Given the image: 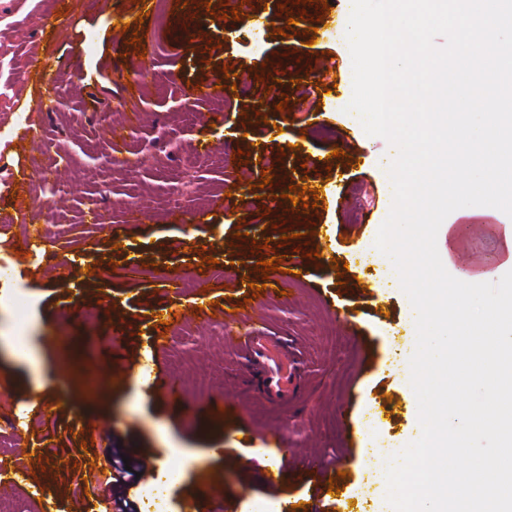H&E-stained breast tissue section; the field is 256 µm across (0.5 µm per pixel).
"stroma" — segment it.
Wrapping results in <instances>:
<instances>
[{
    "instance_id": "1",
    "label": "stroma",
    "mask_w": 512,
    "mask_h": 512,
    "mask_svg": "<svg viewBox=\"0 0 512 512\" xmlns=\"http://www.w3.org/2000/svg\"><path fill=\"white\" fill-rule=\"evenodd\" d=\"M165 3L160 23L143 0H0V104L31 111L53 139L60 170L46 196L69 227L46 242L57 266L17 254L25 224L42 221L40 204L20 186L0 184V257L16 272L0 279V297L20 286L32 299L29 342L42 360L35 378L0 348V406L17 418L0 491L20 512H96L100 494L141 501L145 482L177 467L161 512H252L259 502L282 512L288 500L301 512H380L378 488L363 498L357 489L370 480L373 443L419 436L415 393L393 360L416 330L407 296L384 282L372 252L392 203L384 167L393 151L340 106L353 76L341 41L351 0H334L330 14L309 15L284 36L282 18L300 12L297 0H241L230 24L222 18L228 0ZM253 23L264 27L258 46L247 35ZM141 62L149 66L146 97L128 90L127 74ZM325 65L334 72L319 88L313 76ZM228 66L249 76L232 109L209 95ZM67 71L84 78L59 106L46 88ZM280 124L302 152L281 153L273 134ZM119 144L137 154L135 171L116 157ZM228 146L249 154L237 171L250 179L252 199L233 190L222 164ZM193 148L214 162L196 171L193 201L168 206L165 172ZM293 185L306 189L297 206L287 197ZM130 201L140 223L125 219ZM285 210L293 223H280ZM466 217L454 211L438 232L440 256L456 257L449 273L484 271L489 254L511 264L503 227L512 218L500 212L469 225ZM258 239L268 248L255 249ZM275 247L300 260L295 286L284 295L271 280L261 303L246 301L257 262ZM217 252L221 263L207 265L215 288H168L166 276L197 274L203 256ZM132 265L141 271L134 280L126 274ZM173 309L182 319L161 325ZM253 329L289 341L300 389L287 405L241 385L250 366L228 338ZM62 333L95 385L62 390ZM132 367L179 372L181 398L136 396ZM36 401L51 424L31 427ZM283 423L291 469L272 484L264 467L277 450L267 434ZM218 446L223 455L211 456ZM174 447L201 465H180ZM119 450L148 463L141 484L99 487L96 465ZM314 458L325 470L307 469ZM20 469L42 473V487L18 479Z\"/></svg>"
}]
</instances>
